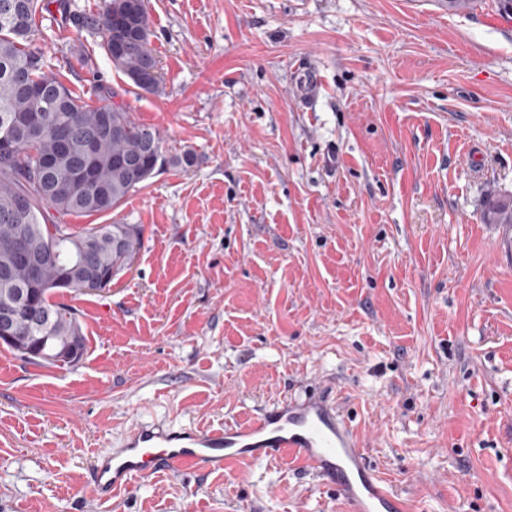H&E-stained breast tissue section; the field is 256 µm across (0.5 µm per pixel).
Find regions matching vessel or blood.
Here are the masks:
<instances>
[{"label":"vessel or blood","instance_id":"vessel-or-blood-1","mask_svg":"<svg viewBox=\"0 0 512 512\" xmlns=\"http://www.w3.org/2000/svg\"><path fill=\"white\" fill-rule=\"evenodd\" d=\"M320 87L318 72L306 70L296 97L310 104ZM288 458L334 486L350 512H408V502L370 464L361 436L324 395L287 399L220 428L133 422L120 447L94 457L89 476L95 499L108 503L160 471L213 474L234 463Z\"/></svg>","mask_w":512,"mask_h":512}]
</instances>
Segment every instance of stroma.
<instances>
[{"label":"stroma","instance_id":"1","mask_svg":"<svg viewBox=\"0 0 512 512\" xmlns=\"http://www.w3.org/2000/svg\"><path fill=\"white\" fill-rule=\"evenodd\" d=\"M159 93L95 30L34 42L71 89L103 84L189 172L162 169L85 223L142 229L111 291L65 294L87 348L0 345V512H347L285 462L154 475L114 498L94 454L132 422L217 428L328 392L413 512H512V10L474 0H148ZM315 68L304 108L295 86ZM320 76L314 69H307L296 84V97L302 105L310 104L319 94ZM486 220L491 224H499L503 240L512 251V198L511 196L494 197L487 208Z\"/></svg>","mask_w":512,"mask_h":512}]
</instances>
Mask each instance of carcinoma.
Returning <instances> with one entry per match:
<instances>
[{
    "label": "carcinoma",
    "mask_w": 512,
    "mask_h": 512,
    "mask_svg": "<svg viewBox=\"0 0 512 512\" xmlns=\"http://www.w3.org/2000/svg\"><path fill=\"white\" fill-rule=\"evenodd\" d=\"M18 5L15 23L0 24V313L13 315L17 335L28 337L26 360L34 364L69 365L82 360L86 336L77 310L55 300L48 287L68 271L74 256L85 253L100 271L119 274L141 247L135 224H101L77 228L68 219L110 213L162 168L192 169L190 150L163 151L158 130L136 122L126 105L104 86L93 90L88 104L54 73L43 49L33 44L37 16L68 0H0ZM129 0H102L95 15L82 17L81 28L101 31L103 39L121 42L112 64L139 90L155 93L161 75L139 76L157 62L150 48V19L143 0L127 14ZM70 133L63 144L61 133ZM96 137V152L87 159L80 140ZM49 159L48 181L54 191L40 190L24 169ZM26 199L25 211L18 202ZM491 224H512V198L494 197L487 208ZM48 255L50 261L33 276L24 255Z\"/></svg>",
    "instance_id": "1"
}]
</instances>
